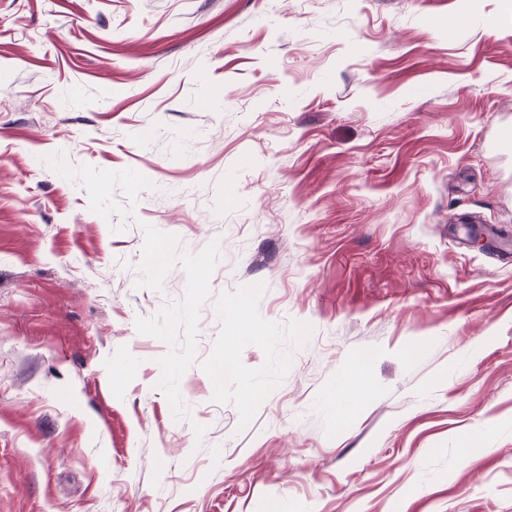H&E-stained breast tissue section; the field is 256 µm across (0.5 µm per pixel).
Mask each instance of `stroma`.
<instances>
[{
  "mask_svg": "<svg viewBox=\"0 0 512 512\" xmlns=\"http://www.w3.org/2000/svg\"><path fill=\"white\" fill-rule=\"evenodd\" d=\"M471 11L0 0V512H512V256L464 226L512 244V0ZM148 225L218 241L213 294L264 283L265 320L313 328L247 426L201 368L212 304L189 418L157 386L136 320L186 274L138 286ZM368 372L365 365L359 364L356 359L351 361L348 369L344 371L336 380V386L334 388L333 400L336 403V413L343 414L342 416L348 417L352 411L351 404L359 396L357 388H349L351 384H356L363 390L367 384ZM347 389V391H346ZM346 392V400L349 403V407L346 405L344 396Z\"/></svg>",
  "mask_w": 512,
  "mask_h": 512,
  "instance_id": "obj_1",
  "label": "stroma"
}]
</instances>
